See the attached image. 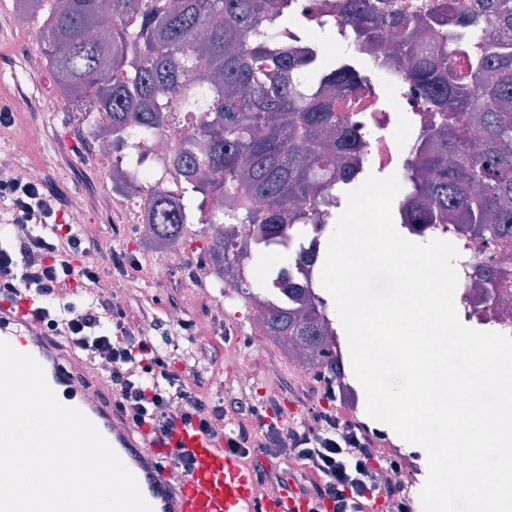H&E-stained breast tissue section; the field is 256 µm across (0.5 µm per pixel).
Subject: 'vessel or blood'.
I'll list each match as a JSON object with an SVG mask.
<instances>
[{"label": "vessel or blood", "instance_id": "obj_1", "mask_svg": "<svg viewBox=\"0 0 512 512\" xmlns=\"http://www.w3.org/2000/svg\"><path fill=\"white\" fill-rule=\"evenodd\" d=\"M24 310L0 308V340L33 355L60 401L82 410L97 426L135 475L154 512H310L307 498L280 491L258 496L259 478L240 456L229 452L193 428L149 436L136 428L111 400H88V387L99 374L55 336L28 337ZM184 449L194 465L178 474L172 464L175 449Z\"/></svg>", "mask_w": 512, "mask_h": 512}]
</instances>
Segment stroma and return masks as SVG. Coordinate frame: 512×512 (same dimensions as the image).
I'll list each match as a JSON object with an SVG mask.
<instances>
[{
	"mask_svg": "<svg viewBox=\"0 0 512 512\" xmlns=\"http://www.w3.org/2000/svg\"><path fill=\"white\" fill-rule=\"evenodd\" d=\"M54 88L37 29L19 19L13 0H0V99L8 105L17 101L29 103ZM32 120L39 126L41 136L33 148L31 160L43 166L45 184L65 200L76 193L88 198L87 221L95 227L100 257H107L114 250H128L132 240L128 226L112 221V208L108 203L112 184L102 168L86 164L79 150L85 137L78 131L73 112H36ZM117 277L129 290L128 295L120 299L127 312L143 309L163 318L171 307L176 306L183 313V323L179 326L168 324L169 338L180 342L194 334L207 337V345L215 354L209 371L223 379L222 388L210 384L205 386L204 391L208 395L219 392L230 399L249 389L253 392L255 407L262 412L269 407L268 401L262 397V389L274 380L281 389V412L294 408L303 414L310 405L311 393L322 392L323 386L315 377L307 385H293L288 377L286 355L271 345L266 348L264 361L255 367L251 384L245 386L238 381L236 367L226 362L223 356L226 344L231 342L246 347L263 341L261 331L237 325L236 315L246 306L244 298L229 300L225 311H218L213 289L187 288L185 269L181 266L173 268L168 282L160 287L140 280L133 269ZM365 404L364 393L348 390L337 401L336 407L345 418L381 432L388 442L400 448L402 455L410 457L412 476L407 494L409 500L418 501L428 474L425 452L420 447L405 443L388 426L370 420Z\"/></svg>",
	"mask_w": 512,
	"mask_h": 512,
	"instance_id": "35a3bbf8",
	"label": "stroma"
}]
</instances>
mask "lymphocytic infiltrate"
Instances as JSON below:
<instances>
[{
  "label": "lymphocytic infiltrate",
  "mask_w": 512,
  "mask_h": 512,
  "mask_svg": "<svg viewBox=\"0 0 512 512\" xmlns=\"http://www.w3.org/2000/svg\"><path fill=\"white\" fill-rule=\"evenodd\" d=\"M9 197L14 214L0 237V301L18 305L30 299L32 322L61 337L104 372L114 405L136 426L168 434L178 426L197 427L228 450L252 459V438L261 434L269 466L262 478L274 490L296 486L312 512H365L381 498L400 499L402 486H381L379 467H397L375 446L366 426L319 412L293 434V453L303 475L281 466L276 447L282 427L256 416L254 406L239 401L213 403L202 393L197 365L204 347L193 343L181 352L164 348L161 337L143 336L137 328L147 312L127 315L111 296L97 292L101 267L94 237L73 225H60L61 204L45 185L16 176L0 181V197ZM89 292L88 305L74 296Z\"/></svg>",
  "instance_id": "1"
}]
</instances>
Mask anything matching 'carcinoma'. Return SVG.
<instances>
[{
	"instance_id": "1",
	"label": "carcinoma",
	"mask_w": 512,
	"mask_h": 512,
	"mask_svg": "<svg viewBox=\"0 0 512 512\" xmlns=\"http://www.w3.org/2000/svg\"><path fill=\"white\" fill-rule=\"evenodd\" d=\"M16 11L37 15L40 38L57 92L81 112L102 115L117 148L126 138L146 139L175 126L189 132L173 153L182 192L146 186L133 178L121 192L145 196L154 242L171 244L193 223L190 198L207 225V248L223 274L243 283V294L266 295L279 284L268 273L259 281L236 270L225 239L235 224L252 226L263 246L276 242L278 225L296 220L325 230L311 210L312 190L331 193L336 158L360 149L349 134L336 136L337 101L317 92L334 83L345 91L358 71L330 67L321 51L300 58L279 39L269 19L288 20V0H15ZM355 40L396 34L405 53L415 45L406 18L385 0H348ZM461 29L451 0L435 2L429 19L438 44L412 57L409 77L420 95L443 110L455 109L436 129L419 162L429 177L411 183L417 224H440L448 209L460 211L471 230L491 240L512 236V0H488ZM198 112L202 124H190ZM221 194L224 209L207 199ZM261 326L284 336L322 362L330 347L316 309L272 306Z\"/></svg>"
}]
</instances>
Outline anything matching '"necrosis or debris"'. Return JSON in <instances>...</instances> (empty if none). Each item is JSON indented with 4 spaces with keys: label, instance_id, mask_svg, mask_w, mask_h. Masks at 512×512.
Wrapping results in <instances>:
<instances>
[{
    "label": "necrosis or debris",
    "instance_id": "4bbe7bcc",
    "mask_svg": "<svg viewBox=\"0 0 512 512\" xmlns=\"http://www.w3.org/2000/svg\"><path fill=\"white\" fill-rule=\"evenodd\" d=\"M346 0H293L288 24L280 32L293 51L300 56L310 53L314 42L311 29L324 23L347 35ZM355 51L378 63L384 80L380 83L360 81L346 94L342 116L360 141L361 150L349 153L336 167L337 173H362L365 162L379 171L410 167L414 178L424 173L414 165L415 153L428 142L436 120L435 111L416 92L408 71L411 59L398 47L396 35L362 40ZM184 135L176 128L145 140L129 141L133 153L144 154L147 162L143 180L146 184L176 185L178 175L170 164L172 152ZM409 236H444L452 239L467 260L459 269L455 305L460 316L477 325H494L512 333V286L494 287L486 277L476 273L479 265L512 271V238L494 242L468 230L459 211L449 210L443 223L408 225Z\"/></svg>",
    "mask_w": 512,
    "mask_h": 512
}]
</instances>
